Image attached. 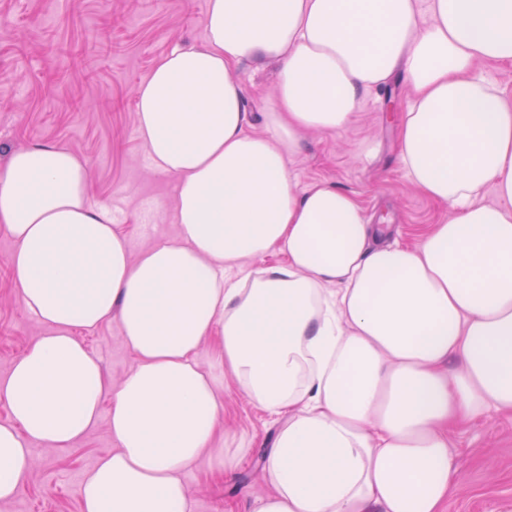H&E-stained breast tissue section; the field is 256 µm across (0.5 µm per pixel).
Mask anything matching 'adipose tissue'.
I'll use <instances>...</instances> for the list:
<instances>
[{
  "mask_svg": "<svg viewBox=\"0 0 512 512\" xmlns=\"http://www.w3.org/2000/svg\"><path fill=\"white\" fill-rule=\"evenodd\" d=\"M202 25L136 89L138 137L176 178L175 240L132 257L69 150L0 165L14 283L45 329L0 380V502L31 442L71 447L108 396L118 446L80 482L82 512H188L186 468L238 467L214 448L224 400L198 360L217 333L225 373L280 421L255 512H445L451 430L512 413V102L480 69L512 64V0H207ZM268 64L257 134L236 72ZM397 73L401 160L453 216L378 246L354 196L295 190L288 158ZM111 320L137 361L116 387L75 334Z\"/></svg>",
  "mask_w": 512,
  "mask_h": 512,
  "instance_id": "1",
  "label": "adipose tissue"
}]
</instances>
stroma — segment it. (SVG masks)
Returning <instances> with one entry per match:
<instances>
[{
    "label": "stroma",
    "mask_w": 512,
    "mask_h": 512,
    "mask_svg": "<svg viewBox=\"0 0 512 512\" xmlns=\"http://www.w3.org/2000/svg\"><path fill=\"white\" fill-rule=\"evenodd\" d=\"M207 0H0V163L15 150L56 145L86 160L92 202L107 206L132 254L175 239L169 211L175 178L157 171L136 131L135 92L153 61L179 45L204 38ZM276 66L237 74L251 112V131L264 128ZM408 87L395 75L364 94L358 121L342 132L305 135L289 156L297 190L330 181L353 195L369 223L388 225L383 243L411 244L449 216L446 205L423 195L401 162L397 125ZM0 230V378L42 333L18 298ZM88 347L119 384L136 358L117 322L82 330ZM225 391L220 448L244 455L232 478L208 461L186 469L191 512H254L269 486L264 463L276 435V417L254 406L224 374L216 341L200 353ZM460 484L446 512H512V416L493 413L451 434ZM116 442L108 417L73 447L32 442L34 465L22 492L0 512H81L77 487L84 473Z\"/></svg>",
    "instance_id": "35a3bbf8"
}]
</instances>
